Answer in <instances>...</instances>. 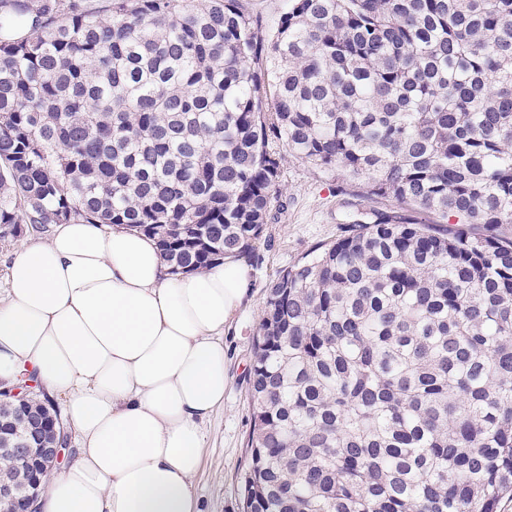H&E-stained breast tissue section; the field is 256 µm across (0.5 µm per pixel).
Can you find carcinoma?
I'll use <instances>...</instances> for the list:
<instances>
[{
    "label": "carcinoma",
    "mask_w": 512,
    "mask_h": 512,
    "mask_svg": "<svg viewBox=\"0 0 512 512\" xmlns=\"http://www.w3.org/2000/svg\"><path fill=\"white\" fill-rule=\"evenodd\" d=\"M290 157L348 199L266 283L244 512H497L512 0H289L270 34L241 0H0V238L104 224L173 273L256 264Z\"/></svg>",
    "instance_id": "obj_1"
}]
</instances>
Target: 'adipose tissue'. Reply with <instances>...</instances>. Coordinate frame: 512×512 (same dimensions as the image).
Instances as JSON below:
<instances>
[{"label": "adipose tissue", "mask_w": 512, "mask_h": 512, "mask_svg": "<svg viewBox=\"0 0 512 512\" xmlns=\"http://www.w3.org/2000/svg\"><path fill=\"white\" fill-rule=\"evenodd\" d=\"M248 287L241 260L171 273L133 230L59 224L18 246L0 291V385L63 397L76 432L36 512H200L224 326Z\"/></svg>", "instance_id": "ef3b65f1"}]
</instances>
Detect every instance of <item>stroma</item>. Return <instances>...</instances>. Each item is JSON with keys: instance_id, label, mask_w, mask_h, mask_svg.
I'll use <instances>...</instances> for the list:
<instances>
[{"instance_id": "35a3bbf8", "label": "stroma", "mask_w": 512, "mask_h": 512, "mask_svg": "<svg viewBox=\"0 0 512 512\" xmlns=\"http://www.w3.org/2000/svg\"><path fill=\"white\" fill-rule=\"evenodd\" d=\"M284 208L267 225L261 263L250 268L249 294L224 328V359L229 376L224 404L206 426V444L195 477L202 512H242L245 441L251 429L247 377L262 318L265 284L277 270L331 242L340 233V181L335 172L289 159L283 173Z\"/></svg>"}]
</instances>
